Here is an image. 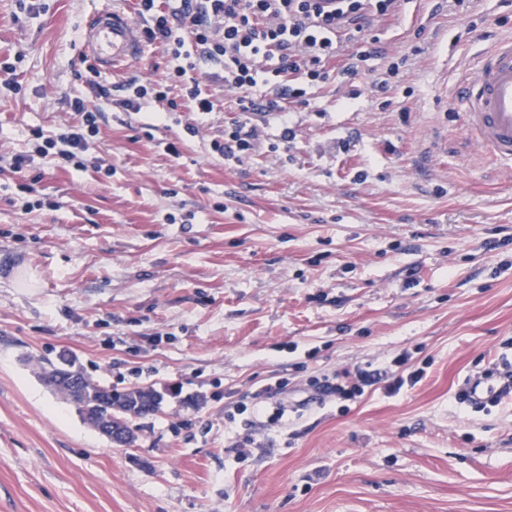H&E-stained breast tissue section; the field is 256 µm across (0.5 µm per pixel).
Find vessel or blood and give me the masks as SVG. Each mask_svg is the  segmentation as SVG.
Listing matches in <instances>:
<instances>
[{
	"mask_svg": "<svg viewBox=\"0 0 512 512\" xmlns=\"http://www.w3.org/2000/svg\"><path fill=\"white\" fill-rule=\"evenodd\" d=\"M84 49L106 69L142 58L145 45L136 22L113 10L92 16ZM456 103L468 139L500 162L512 163V38L497 41L462 80Z\"/></svg>",
	"mask_w": 512,
	"mask_h": 512,
	"instance_id": "obj_1",
	"label": "vessel or blood"
}]
</instances>
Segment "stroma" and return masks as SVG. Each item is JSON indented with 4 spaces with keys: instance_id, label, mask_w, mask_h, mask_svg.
I'll return each mask as SVG.
<instances>
[{
    "instance_id": "stroma-1",
    "label": "stroma",
    "mask_w": 512,
    "mask_h": 512,
    "mask_svg": "<svg viewBox=\"0 0 512 512\" xmlns=\"http://www.w3.org/2000/svg\"><path fill=\"white\" fill-rule=\"evenodd\" d=\"M133 0H0V502L5 512H512V400L465 378L512 358V165L465 143L459 79L512 37V0H405L384 57L277 116L260 152L212 150L243 124L118 104L166 57L99 71L112 87L82 171L34 155L93 59L83 32ZM406 67L389 92L372 70ZM198 128L188 136L186 125ZM181 139V155L165 151ZM67 352L96 383L163 401L111 445L27 357ZM422 371L388 395L319 399L346 370ZM285 382L283 421L238 413ZM249 441L247 453L235 445Z\"/></svg>"
}]
</instances>
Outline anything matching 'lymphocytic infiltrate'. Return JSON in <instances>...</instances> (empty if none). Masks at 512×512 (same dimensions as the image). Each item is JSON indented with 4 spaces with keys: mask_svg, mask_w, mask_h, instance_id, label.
<instances>
[{
    "mask_svg": "<svg viewBox=\"0 0 512 512\" xmlns=\"http://www.w3.org/2000/svg\"><path fill=\"white\" fill-rule=\"evenodd\" d=\"M403 0H136L147 44L168 59L163 79L122 84L120 107L140 111L153 101L165 110L183 106L202 114L213 111L214 93L198 77L201 63L221 66L225 88L237 90L244 115L286 117L289 103L309 105L312 94L330 76H355L360 63L382 56L378 32L398 19ZM266 87V103L254 93ZM86 99L70 104L73 119L62 133L34 129L56 164L83 169L88 140L99 133L100 110Z\"/></svg>",
    "mask_w": 512,
    "mask_h": 512,
    "instance_id": "f902f5d3",
    "label": "lymphocytic infiltrate"
}]
</instances>
